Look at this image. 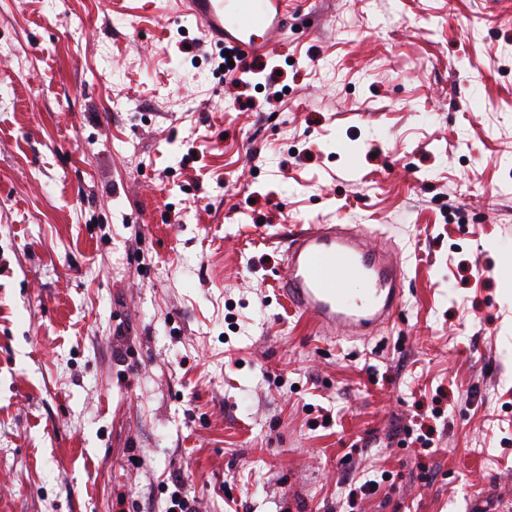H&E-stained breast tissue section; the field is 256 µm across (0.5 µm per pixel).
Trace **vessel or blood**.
Listing matches in <instances>:
<instances>
[{
	"instance_id": "1",
	"label": "vessel or blood",
	"mask_w": 512,
	"mask_h": 512,
	"mask_svg": "<svg viewBox=\"0 0 512 512\" xmlns=\"http://www.w3.org/2000/svg\"><path fill=\"white\" fill-rule=\"evenodd\" d=\"M203 35L215 36L248 59L267 53L286 30L288 0H176ZM282 292L319 333L348 338L389 323L402 297L393 254L371 235L334 224L292 233Z\"/></svg>"
}]
</instances>
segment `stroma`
<instances>
[{
  "label": "stroma",
  "instance_id": "1",
  "mask_svg": "<svg viewBox=\"0 0 512 512\" xmlns=\"http://www.w3.org/2000/svg\"><path fill=\"white\" fill-rule=\"evenodd\" d=\"M115 2L0 0V512H512V0H290L230 76ZM303 224L392 323L290 308ZM337 226L309 224L291 233L281 289L320 334L370 335L393 319L400 304L398 264L371 235Z\"/></svg>",
  "mask_w": 512,
  "mask_h": 512
}]
</instances>
